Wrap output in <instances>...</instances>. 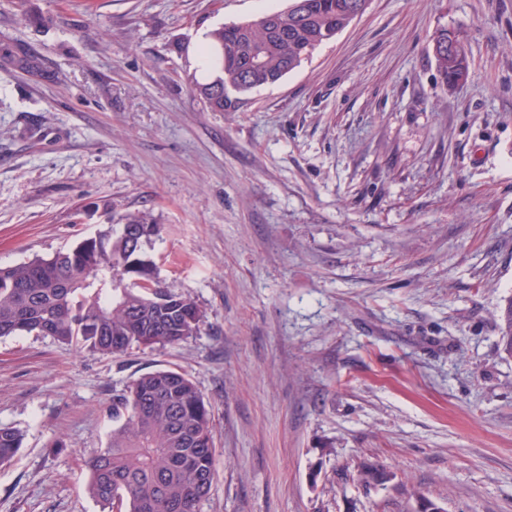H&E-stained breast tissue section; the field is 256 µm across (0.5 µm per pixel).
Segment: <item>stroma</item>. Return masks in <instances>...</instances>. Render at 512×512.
Listing matches in <instances>:
<instances>
[{"mask_svg": "<svg viewBox=\"0 0 512 512\" xmlns=\"http://www.w3.org/2000/svg\"><path fill=\"white\" fill-rule=\"evenodd\" d=\"M288 0H0V267L127 217L204 317L120 355L0 337V512H105L112 396L174 367L209 402L200 512H512V0H370L223 112L212 29ZM464 32L445 86L438 29ZM388 478L356 481L358 465ZM448 33V29L442 28L440 29L436 36L435 41L439 42H448V44H440L439 50L441 52H445L446 48L449 52H454L456 50H460L462 47L463 54L462 55H448L440 54L435 55L434 59L436 62V67L438 74L442 83L446 86L453 87L459 83V79L461 76H468L469 71V59L468 53L465 46V40L463 36L457 31H450ZM448 34L452 35L451 40L448 39ZM459 44H457L455 41ZM500 309L502 323L499 345L506 355L512 356V297L506 299ZM22 445V434L12 427H0V466L10 463Z\"/></svg>", "mask_w": 512, "mask_h": 512, "instance_id": "stroma-1", "label": "stroma"}]
</instances>
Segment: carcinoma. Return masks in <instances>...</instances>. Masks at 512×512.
Listing matches in <instances>:
<instances>
[{"label": "carcinoma", "mask_w": 512, "mask_h": 512, "mask_svg": "<svg viewBox=\"0 0 512 512\" xmlns=\"http://www.w3.org/2000/svg\"><path fill=\"white\" fill-rule=\"evenodd\" d=\"M369 0H289L273 18L226 24L209 34L208 61L217 75L195 85L214 112L233 96L279 81L354 19ZM442 83L468 76V53L434 56ZM82 239L53 257L0 268V337L37 333L79 350L114 355L183 342L197 334L203 312L188 294L148 279L154 263L144 246L160 226L144 213ZM502 351L512 356V297L500 310ZM110 444L88 459V494L115 512H198L215 471L212 413L196 384L175 369L141 374L112 396ZM22 434L0 427V466L10 463Z\"/></svg>", "instance_id": "obj_1"}]
</instances>
